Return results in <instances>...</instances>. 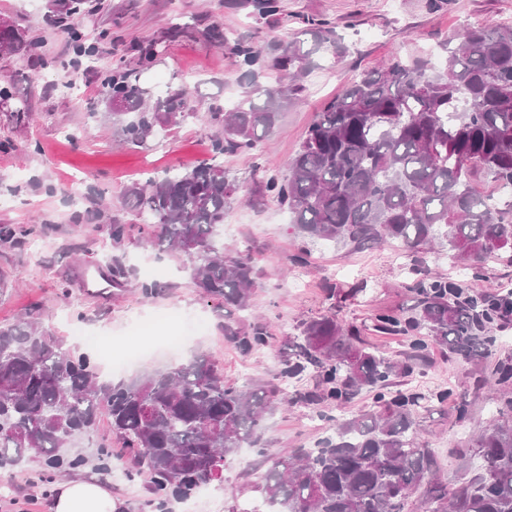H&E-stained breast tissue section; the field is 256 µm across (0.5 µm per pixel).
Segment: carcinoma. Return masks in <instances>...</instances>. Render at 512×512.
<instances>
[{"mask_svg": "<svg viewBox=\"0 0 512 512\" xmlns=\"http://www.w3.org/2000/svg\"><path fill=\"white\" fill-rule=\"evenodd\" d=\"M84 2L52 0L50 9L61 20ZM307 25L311 47L290 42L271 61L293 85L285 90L258 80L261 49L238 45L252 80L232 109L209 112L222 128L212 139V159L126 191L136 211L154 218L144 225L146 243L191 263L198 291L224 303V337L244 355L267 347L273 335L261 319L232 318L250 310L255 268L249 253L215 245L237 190L219 158L256 148L258 131L274 126L285 92L303 90L299 80L318 65L315 57L345 52L331 21L312 18ZM181 34L176 26L137 46L139 65L155 63L165 42ZM457 40L443 45L438 72L393 61L363 73L317 113L288 178L265 176L252 203L274 197L295 215L298 235L354 250L397 242L416 256L444 241L467 268L512 252V200L500 206L477 187L483 175L499 190L512 189V24L470 25ZM41 48L34 36L0 25V50L38 58ZM104 87L102 105L133 115L123 133L136 146L195 115L187 87L156 94L133 69L116 68ZM37 232L34 225L0 224V243L22 246ZM408 290V316L384 310L359 326L334 315L301 321L298 334L284 341L281 386L245 389L225 384L216 362L202 354L130 383L105 381L89 357L64 348L36 307L27 319L0 325V466L36 462L43 466L39 477L50 480L64 469L61 449L105 414L111 437L100 444L101 455L120 460L128 478L145 479L147 506L162 507L222 479L224 458L259 443L265 415L277 403L338 408L371 391L375 409L336 418L326 446L266 456L253 486L261 503L250 512H406L424 487L429 512H512V356L497 360L489 376L504 387L497 418L469 441L481 473L451 488L438 478L434 451L419 442L418 421L420 410L447 403L448 391L391 390L432 349L467 364L489 357L495 332L512 321V293L482 287L478 275L420 278ZM368 332L411 339V355L396 359L371 347L363 339ZM305 373L314 377L313 388L288 397V382ZM114 441L121 445L115 455Z\"/></svg>", "mask_w": 512, "mask_h": 512, "instance_id": "1", "label": "carcinoma"}]
</instances>
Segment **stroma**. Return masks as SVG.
Listing matches in <instances>:
<instances>
[{"label":"stroma","instance_id":"stroma-1","mask_svg":"<svg viewBox=\"0 0 512 512\" xmlns=\"http://www.w3.org/2000/svg\"><path fill=\"white\" fill-rule=\"evenodd\" d=\"M49 0H0V20L30 31L42 41V57L0 53V80L10 81L27 112L0 111V224L38 225L39 252L30 247L0 246V324L12 323L32 309L66 348L91 358L101 377L133 381L168 368L194 354L212 356L227 384L243 387L277 383L282 337L295 335L301 320L335 314L344 323L361 324L381 310L405 311L412 305L407 286L430 275L459 280L460 265L447 248L414 262L398 245L360 250L326 246L296 234L293 216L276 200L250 206L246 197L264 175H287L308 126L323 105L340 95L354 77L394 59L433 60L463 27L490 28L512 22V0H280L273 18L255 15L250 0H99L96 12L75 16L96 51L76 57L66 31L44 20ZM335 22L346 51L327 58L323 68L305 74V89L280 108L276 127L252 151L224 155V171L238 191L226 207L227 228L218 244L251 252L257 262L253 311L271 324L275 343L244 355L224 337V311L218 301L203 298L188 263L146 245L143 218L124 204L133 183L193 167L211 157L218 128L209 123L212 107L231 108L249 79L231 50L234 43L263 51L260 73L267 84L277 74L271 58L286 43L304 39V18ZM220 23L227 46L204 38L202 29ZM118 26L120 41L98 40L101 30ZM183 27L168 41L160 60L141 72L140 80L155 91L186 85L197 113L173 129L160 132L148 146L125 141L120 123L107 119L100 103L102 83L112 69L135 68L129 47L164 36L168 27ZM130 227L120 247L109 236L112 220ZM120 257L132 274L120 288H89L85 270H111ZM157 280L162 295L146 299L139 284ZM360 292H353V285ZM335 299H328V287ZM489 364L471 365L448 353L433 351L414 373L396 381V389L448 392L449 403L466 399L471 416L460 424L454 411L423 418L422 443L433 448L438 475L454 484L477 467L463 449L470 438L488 428L496 414L497 395L478 378ZM333 425L325 409L300 402L281 405L265 418L259 448L279 454L310 448L330 437ZM107 422L65 449L66 457H82V466L40 482L34 465L0 471V512H21L26 499L36 512L58 482L67 478L102 477L112 486L120 512H151L145 480H130L98 469L99 445L108 438ZM259 449L238 451L224 462V480L210 485L198 512L211 505L227 508L231 492L247 505L244 488L258 479Z\"/></svg>","mask_w":512,"mask_h":512}]
</instances>
